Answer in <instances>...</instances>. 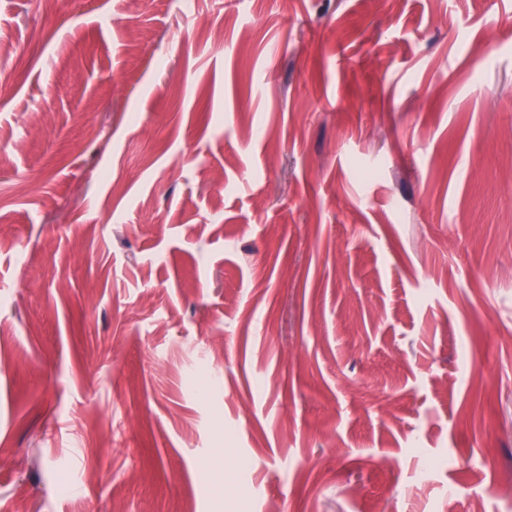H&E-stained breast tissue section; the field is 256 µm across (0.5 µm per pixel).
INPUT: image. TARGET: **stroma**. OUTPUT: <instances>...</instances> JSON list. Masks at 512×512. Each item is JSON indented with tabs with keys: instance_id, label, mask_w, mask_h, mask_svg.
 <instances>
[{
	"instance_id": "35a3bbf8",
	"label": "stroma",
	"mask_w": 512,
	"mask_h": 512,
	"mask_svg": "<svg viewBox=\"0 0 512 512\" xmlns=\"http://www.w3.org/2000/svg\"><path fill=\"white\" fill-rule=\"evenodd\" d=\"M492 11L0 0V512H512Z\"/></svg>"
}]
</instances>
